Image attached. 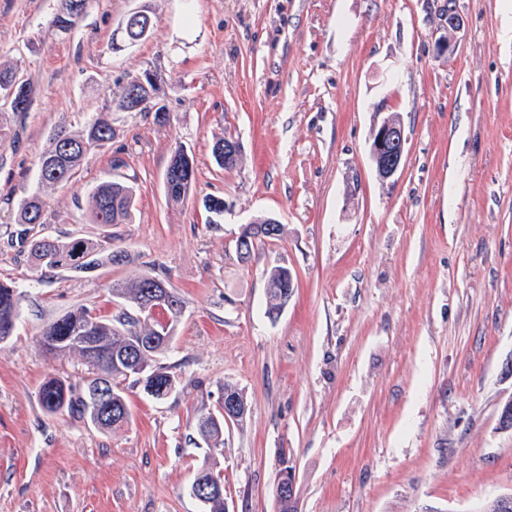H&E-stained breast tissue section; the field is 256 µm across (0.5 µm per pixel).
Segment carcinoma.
<instances>
[{"label":"carcinoma","mask_w":512,"mask_h":512,"mask_svg":"<svg viewBox=\"0 0 512 512\" xmlns=\"http://www.w3.org/2000/svg\"><path fill=\"white\" fill-rule=\"evenodd\" d=\"M87 0H60L52 25L60 32L71 31L84 16ZM155 22L146 5L130 12L121 27L123 42L134 45L149 37L154 30ZM156 81L147 82V86L137 83L138 76L127 79L124 94L118 102L121 109L129 112L130 105L137 103L136 111L154 113V120L159 124L170 121V112L161 96L164 79L160 73H155ZM33 88L29 80L16 74L10 68L0 69V99L6 100L14 96L16 104L12 111L23 113L28 111L32 101ZM113 138L112 124L97 118L87 124L84 132L71 135L63 128L55 129L49 136V144L38 163V184L40 186L65 187L71 184L78 170L91 152L104 147ZM213 156L223 168H233L240 159V153L232 156L224 155V140H218L213 146ZM194 183L193 159L186 150L178 146L170 156L165 173L167 198L174 204H181L189 199ZM87 206L96 224H130L134 212L133 187L119 180L105 181L87 195ZM45 202L38 193L22 198L17 206L18 223L25 225L21 231V240L30 245V254L38 265L51 270L75 269L90 270L99 265L105 258L114 265L125 261L123 250H114L104 244L90 243L82 237L72 236L59 240L48 235L34 236L30 234L33 225L44 224ZM270 218H257L246 225L236 244V250L241 260L250 257L256 241L265 239L275 240L282 234V225H273L268 230ZM288 267L275 265L271 267L266 279V314L272 316L279 313L284 306V294L287 290L296 288V283L289 282L286 271ZM158 278L151 275H141L133 279L112 283V296L132 304L145 298L150 289L156 286ZM22 295L13 285L0 283V337L11 336L19 317V306ZM92 309L80 305L58 318L49 322L41 333L42 348L56 356H66L76 353L87 368L89 376L87 385L98 380L111 383L117 402L113 403L117 416L112 418L109 428H117L129 420V409L125 397L119 391V382L130 377L143 384V388L154 387L158 399H163L161 390L163 380L168 373L152 366V357L165 350L171 339L172 331L165 330L163 322L152 317L137 319L123 310L115 316L97 315V325L94 335L97 344L94 348H80L64 344V337L77 334L84 328ZM142 339H153L155 346L145 350L137 349ZM224 395L234 399L239 407L234 423H241L247 416L248 404L242 390L237 385L224 383ZM38 400L41 408L48 413H55L61 408L79 409L81 413L89 414L88 394L72 397L64 392V385L57 379L46 381L40 388ZM219 422L215 423L205 414L197 417L198 432L211 442L214 450H219L224 444V415H218Z\"/></svg>","instance_id":"obj_1"}]
</instances>
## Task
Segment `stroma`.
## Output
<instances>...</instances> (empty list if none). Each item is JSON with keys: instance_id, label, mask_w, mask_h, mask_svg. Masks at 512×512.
<instances>
[{"instance_id": "obj_1", "label": "stroma", "mask_w": 512, "mask_h": 512, "mask_svg": "<svg viewBox=\"0 0 512 512\" xmlns=\"http://www.w3.org/2000/svg\"><path fill=\"white\" fill-rule=\"evenodd\" d=\"M143 3L154 32L112 49ZM57 7L0 0V64L33 86L28 112L0 106V281L23 293L0 342V512H205L192 493L205 464L223 471L229 512H277L288 465L300 512H482L512 496L499 423L512 401V0H88L67 33ZM444 37L453 52L437 51ZM147 69L164 77L169 124L112 110L114 138L76 183L39 188L50 133L79 134ZM383 111L406 138L387 181L370 158ZM224 137L241 148L231 169L212 154ZM179 145L195 180L175 205L165 172ZM109 180L133 184L132 223L93 222L85 191ZM35 190L42 233L111 236L126 263L37 267L17 237ZM259 217L283 234L240 260ZM276 264L297 286L272 319ZM147 273L183 301L155 357L172 392L124 381L116 430L45 413L40 386L82 392L86 370L46 353L42 328L78 305L117 313L112 281ZM228 382L249 412L215 451L196 418Z\"/></svg>"}]
</instances>
